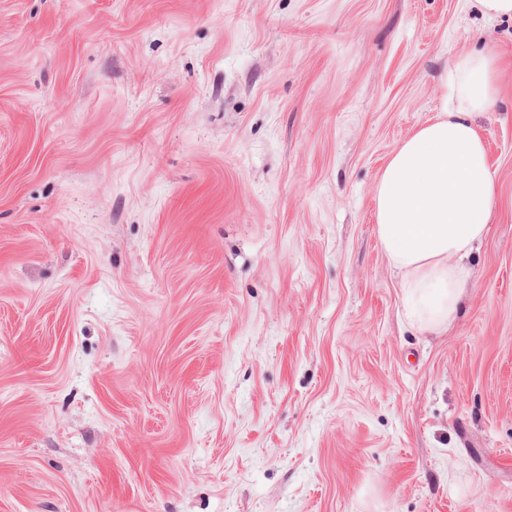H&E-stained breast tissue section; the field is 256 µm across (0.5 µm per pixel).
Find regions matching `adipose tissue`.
<instances>
[{"label":"adipose tissue","instance_id":"obj_1","mask_svg":"<svg viewBox=\"0 0 512 512\" xmlns=\"http://www.w3.org/2000/svg\"><path fill=\"white\" fill-rule=\"evenodd\" d=\"M499 74L495 56H457L438 112L400 143L375 184L378 238L400 274L406 316L424 330L456 319L468 260L493 217L494 183L474 117L497 97Z\"/></svg>","mask_w":512,"mask_h":512}]
</instances>
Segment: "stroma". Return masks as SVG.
Returning <instances> with one entry per match:
<instances>
[{
	"label": "stroma",
	"mask_w": 512,
	"mask_h": 512,
	"mask_svg": "<svg viewBox=\"0 0 512 512\" xmlns=\"http://www.w3.org/2000/svg\"><path fill=\"white\" fill-rule=\"evenodd\" d=\"M465 52L496 205L427 333L374 186ZM0 512H512V19L0 0Z\"/></svg>",
	"instance_id": "35a3bbf8"
}]
</instances>
